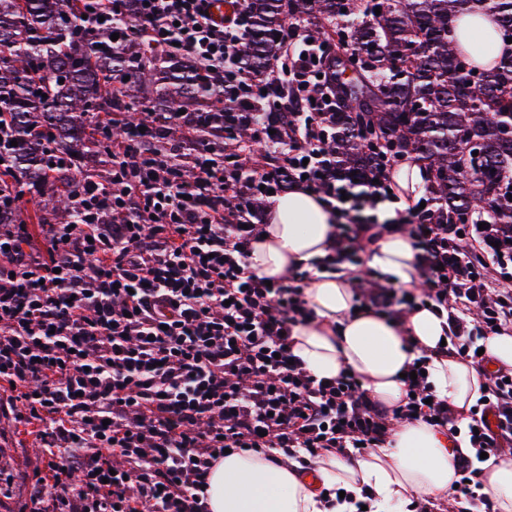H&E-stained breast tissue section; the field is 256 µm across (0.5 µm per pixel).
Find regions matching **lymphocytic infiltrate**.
Here are the masks:
<instances>
[{
  "mask_svg": "<svg viewBox=\"0 0 512 512\" xmlns=\"http://www.w3.org/2000/svg\"><path fill=\"white\" fill-rule=\"evenodd\" d=\"M209 8L142 0L133 24L151 48L220 71L246 15L224 25ZM325 55L294 22L281 53L288 76L246 80L262 111L288 114L266 156L243 148L227 171L203 152L187 160L155 149L153 127L175 117L152 116L113 148L109 183L84 189L75 225L0 224V420L30 426L44 458L25 486L29 512H208L207 477L226 451L273 449L306 468L383 447L396 421L463 435L471 452L453 456L448 496L498 512L479 463L484 452L512 461V369L491 375L462 429L426 376L405 379L402 404L389 410L354 374L317 378L292 351L293 328L312 316L304 290L316 273L363 267L365 252L397 231L418 252L425 288L406 297L366 269L351 280L356 307L395 320L425 305L448 310L450 352L480 369L490 361L482 340L512 324L503 287L512 244L494 215L481 226L437 222L427 193L382 220L396 158L358 184L337 172ZM187 162L189 184L172 174ZM296 186L334 210V242L313 269L268 283L248 262L260 232L253 206Z\"/></svg>",
  "mask_w": 512,
  "mask_h": 512,
  "instance_id": "obj_1",
  "label": "lymphocytic infiltrate"
}]
</instances>
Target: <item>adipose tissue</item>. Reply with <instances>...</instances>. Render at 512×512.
Instances as JSON below:
<instances>
[{
  "instance_id": "adipose-tissue-1",
  "label": "adipose tissue",
  "mask_w": 512,
  "mask_h": 512,
  "mask_svg": "<svg viewBox=\"0 0 512 512\" xmlns=\"http://www.w3.org/2000/svg\"><path fill=\"white\" fill-rule=\"evenodd\" d=\"M262 231L252 245L250 266L259 276L277 280L326 255L336 227L318 194L294 189L268 206ZM368 264L396 286L410 288L422 278L411 240L402 233L385 236ZM305 299L314 317L294 328L293 352L317 376L330 378L348 369L373 399L391 408L405 396L401 373L424 355L429 382L455 409L468 410L481 397L485 376L441 350L449 330L445 317L427 308L398 321L370 310L354 311L349 279L336 273L313 281ZM450 454L446 438L432 427L405 423L386 447L349 463L327 457L313 471L323 487L368 491L373 512H404L413 498L447 493L455 480ZM296 469L293 461H273L250 451L227 455L207 479L209 512H343L342 505L311 491Z\"/></svg>"
}]
</instances>
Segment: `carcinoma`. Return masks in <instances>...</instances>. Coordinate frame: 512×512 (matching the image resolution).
<instances>
[{
    "mask_svg": "<svg viewBox=\"0 0 512 512\" xmlns=\"http://www.w3.org/2000/svg\"><path fill=\"white\" fill-rule=\"evenodd\" d=\"M70 2L0 0V192L34 200L30 210H1L0 224L73 223L86 159L112 156L143 112L185 111L198 140H224L228 164L243 145L264 147L267 114L232 72L263 75L287 24L300 21L338 49L322 69L336 100L327 147L342 170L362 174L387 154H415L448 208L434 219L465 224L490 212L512 227V56L482 65L453 39L466 15L502 38L512 0H234L248 28L226 44L222 74L147 50L134 30L113 41L112 26L86 22ZM465 66L478 78L467 79ZM183 134L181 125L156 128L163 146Z\"/></svg>",
    "mask_w": 512,
    "mask_h": 512,
    "instance_id": "1",
    "label": "carcinoma"
}]
</instances>
